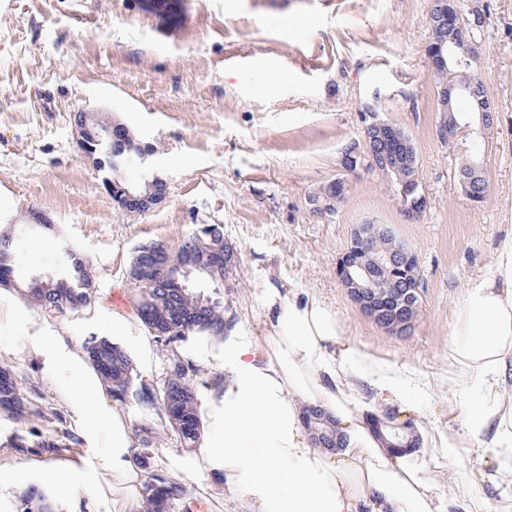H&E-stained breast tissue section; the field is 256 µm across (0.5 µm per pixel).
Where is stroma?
<instances>
[{
    "label": "stroma",
    "instance_id": "obj_1",
    "mask_svg": "<svg viewBox=\"0 0 512 512\" xmlns=\"http://www.w3.org/2000/svg\"><path fill=\"white\" fill-rule=\"evenodd\" d=\"M476 70L495 107L482 157L485 203L473 206L454 179L452 150L435 132L436 86L424 55L432 0H0V232L14 238L9 288L24 299L32 278L59 270L63 248L86 259L88 304L59 313L30 308V334L66 327L77 346L103 339V317L121 293L131 336L147 335L127 272L138 246L177 247L203 224H220L240 264L224 291L234 333L267 334L266 288H300L336 313L346 337L369 353L427 376L433 390L415 422L452 433L449 401L474 393L448 378L450 324L468 285L491 267L512 230V0H478ZM377 100L381 117L403 127L418 154L428 206L403 216L390 184L344 173L343 148L360 139V112ZM121 124L150 146L165 200L144 213L122 209L105 174L84 158L73 115ZM345 177L344 201L328 214L308 198ZM389 224L418 255L421 308L407 336L368 319L336 276L353 225ZM0 308V365L23 378L39 417L0 415V431L38 429L77 453L61 398ZM32 448L0 462V512H33ZM439 470L438 494L492 495V465L467 444Z\"/></svg>",
    "mask_w": 512,
    "mask_h": 512
}]
</instances>
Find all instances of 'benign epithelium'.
Here are the masks:
<instances>
[{
    "label": "benign epithelium",
    "mask_w": 512,
    "mask_h": 512,
    "mask_svg": "<svg viewBox=\"0 0 512 512\" xmlns=\"http://www.w3.org/2000/svg\"><path fill=\"white\" fill-rule=\"evenodd\" d=\"M454 11L459 18L456 28L446 34L436 33L432 35L425 48L429 65L433 69L443 68L448 71V80L437 88V121L436 135L446 140L467 130L478 134L482 139H487L489 131L494 125V116L489 99L477 98L474 102L473 115L464 118L454 112L456 99L465 86L463 78L465 73L455 71L447 65V59L451 58L456 49L464 45L474 44L472 28L469 25L468 16H478L480 8L475 3H463L461 0L454 2ZM361 122L378 127L385 136L393 138L397 142L394 157L406 158L414 153L413 142L408 133L394 122L383 119L375 110V105L367 103L360 113ZM76 131L85 157L95 162L99 168H108L113 175L106 178L105 183L111 188L113 197L127 211L143 212L166 198L168 184L165 180L155 176L147 178H135L129 170L131 153H125L112 148L115 140L112 126H99L94 122L93 114L85 113L76 118ZM341 166L346 172H354L365 169L379 176H387L393 171L398 176L399 191L398 203L405 216L415 220L421 216L427 207V194L425 187L418 181V176L409 177L398 167L390 162H378L366 142L354 140L343 150ZM487 179L484 165L475 164L469 175L459 180V185L465 191L466 196L472 202H477L478 197L471 187L474 182H482ZM341 193L336 196L311 195L308 202L313 211L320 214L332 212L335 206L345 197L346 183L339 180ZM386 237L393 241V251L378 256L377 264L393 262V258L399 259L413 254V250L402 239L396 236L393 228L388 224H376L367 226L356 224L353 226L349 242L342 256L336 263V276L348 289L350 295L359 305L361 310L372 321L387 333L400 336L403 330L390 324V314L398 312H410L418 314L422 289L414 288H372L373 274L371 269L360 262L352 260V256L366 250L373 239ZM213 261L209 267L192 266L177 259V254H171L168 264L169 279L179 287H186L193 273L205 274L208 278L220 286H227L230 265L228 256L234 253L232 245L220 235L213 242Z\"/></svg>",
    "instance_id": "1"
}]
</instances>
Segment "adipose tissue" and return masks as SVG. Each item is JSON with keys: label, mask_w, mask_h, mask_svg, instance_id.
Masks as SVG:
<instances>
[{"label": "adipose tissue", "mask_w": 512, "mask_h": 512, "mask_svg": "<svg viewBox=\"0 0 512 512\" xmlns=\"http://www.w3.org/2000/svg\"><path fill=\"white\" fill-rule=\"evenodd\" d=\"M271 330L224 343L223 382L197 398L200 440L190 453L163 449L165 460L200 482L211 472L248 512H493L487 499L440 495L434 474L459 443L476 448L496 469L488 476L500 502L512 501V233L492 268L468 286L450 326V378L475 391L456 434L422 433L426 458L387 448L366 416L399 406L417 411L431 393L420 373L375 357L350 342L317 295L299 288L263 291ZM45 382L65 401L83 443L77 456L32 460L41 482L61 494L86 488L74 512H101L107 477L121 478L133 512L149 479L133 450L129 415L105 396V384L71 337L45 325L33 337ZM329 415L342 448H317L303 416L307 406Z\"/></svg>", "instance_id": "1"}]
</instances>
